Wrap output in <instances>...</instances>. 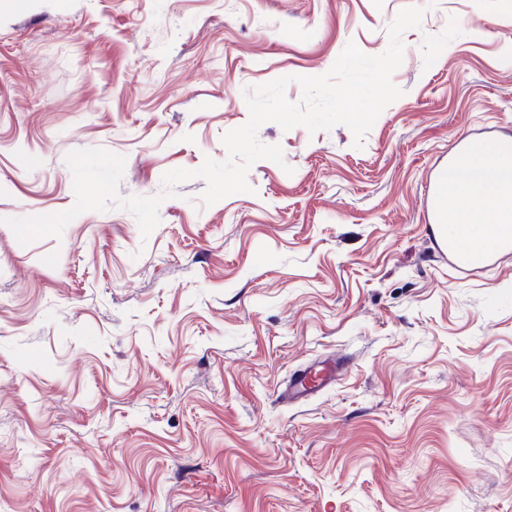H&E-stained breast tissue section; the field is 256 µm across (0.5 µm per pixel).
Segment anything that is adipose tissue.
Returning a JSON list of instances; mask_svg holds the SVG:
<instances>
[{"mask_svg": "<svg viewBox=\"0 0 512 512\" xmlns=\"http://www.w3.org/2000/svg\"><path fill=\"white\" fill-rule=\"evenodd\" d=\"M461 167L438 181L439 228L472 259L512 249V136L462 151Z\"/></svg>", "mask_w": 512, "mask_h": 512, "instance_id": "ef3b65f1", "label": "adipose tissue"}]
</instances>
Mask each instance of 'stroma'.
Returning <instances> with one entry per match:
<instances>
[{"label":"stroma","instance_id":"1","mask_svg":"<svg viewBox=\"0 0 512 512\" xmlns=\"http://www.w3.org/2000/svg\"><path fill=\"white\" fill-rule=\"evenodd\" d=\"M402 91L343 125L263 124L285 166L142 237L75 203L67 155H124L120 196L225 159L246 89L389 45ZM512 134V0H0V512H512V251L452 270L428 190ZM350 360L308 400L294 371Z\"/></svg>","mask_w":512,"mask_h":512}]
</instances>
